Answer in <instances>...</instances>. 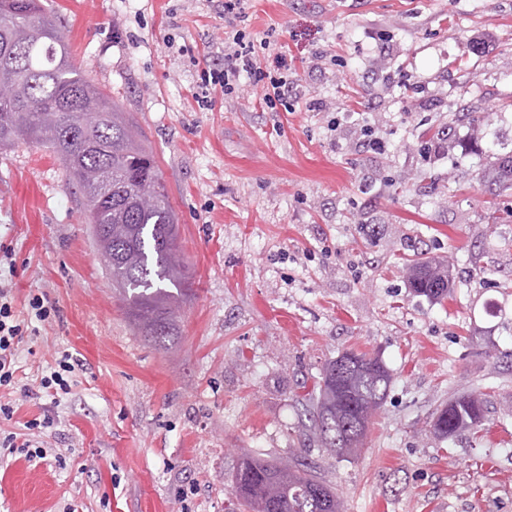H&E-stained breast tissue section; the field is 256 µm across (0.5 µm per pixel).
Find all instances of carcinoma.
<instances>
[{"instance_id": "1", "label": "carcinoma", "mask_w": 512, "mask_h": 512, "mask_svg": "<svg viewBox=\"0 0 512 512\" xmlns=\"http://www.w3.org/2000/svg\"><path fill=\"white\" fill-rule=\"evenodd\" d=\"M62 28L41 0H0V146L43 147L60 159L68 186L84 199L126 315L163 343L174 336L175 313L192 285L168 186L137 124L72 61ZM501 146L495 129L487 147L495 160L477 173L494 193L512 190V150ZM409 280L416 294L434 300L454 285L449 265L436 260L417 261ZM391 381L383 361L366 353L346 351L326 364L308 410L318 446L358 457ZM485 412L484 398L461 393L436 410L431 429L453 437L481 424ZM231 494L240 512H343L302 454L242 455Z\"/></svg>"}]
</instances>
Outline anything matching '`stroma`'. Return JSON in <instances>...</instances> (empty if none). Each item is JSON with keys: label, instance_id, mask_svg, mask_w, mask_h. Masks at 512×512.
Segmentation results:
<instances>
[{"label": "stroma", "instance_id": "1", "mask_svg": "<svg viewBox=\"0 0 512 512\" xmlns=\"http://www.w3.org/2000/svg\"><path fill=\"white\" fill-rule=\"evenodd\" d=\"M43 2L144 132L194 295L173 342L145 339L62 162L0 148L12 306L57 307L19 346L0 430L47 406L60 419L46 458L0 456V512H176L182 495L188 512H231L242 454L303 445L344 512H512V193L479 183L487 129L462 117L512 113V0H251L242 29H276L295 58L286 112L249 80L199 110L196 65L224 55L214 0ZM367 123L384 153L362 144ZM420 253L448 260L446 299L410 288ZM490 299L502 317L483 314ZM64 349L80 367L54 407L39 380ZM349 350L392 375L355 459L310 442L299 400ZM462 391L483 394L485 420L437 437L434 412Z\"/></svg>", "mask_w": 512, "mask_h": 512}]
</instances>
